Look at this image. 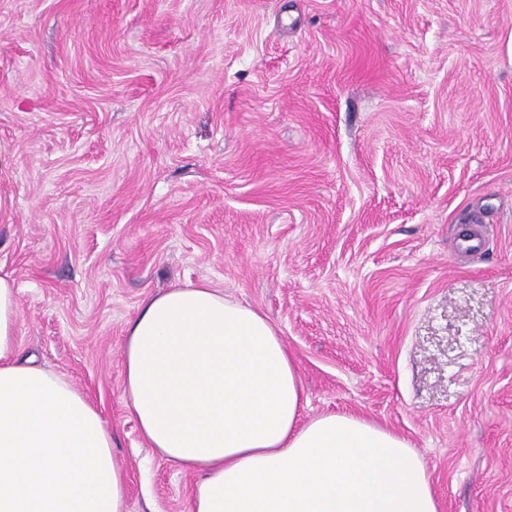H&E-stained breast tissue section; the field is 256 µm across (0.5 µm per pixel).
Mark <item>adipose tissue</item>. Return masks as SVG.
<instances>
[{
    "mask_svg": "<svg viewBox=\"0 0 512 512\" xmlns=\"http://www.w3.org/2000/svg\"><path fill=\"white\" fill-rule=\"evenodd\" d=\"M0 276V512H127L112 431L62 373L22 355ZM123 392L142 438L201 476L190 512H440L422 457L353 413L305 416L279 330L209 282L142 301Z\"/></svg>",
    "mask_w": 512,
    "mask_h": 512,
    "instance_id": "1",
    "label": "adipose tissue"
}]
</instances>
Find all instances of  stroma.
<instances>
[{
	"instance_id": "1",
	"label": "stroma",
	"mask_w": 512,
	"mask_h": 512,
	"mask_svg": "<svg viewBox=\"0 0 512 512\" xmlns=\"http://www.w3.org/2000/svg\"><path fill=\"white\" fill-rule=\"evenodd\" d=\"M0 271L127 512H189L122 348L201 280L276 324L305 416L407 438L440 512H512V0H0Z\"/></svg>"
}]
</instances>
